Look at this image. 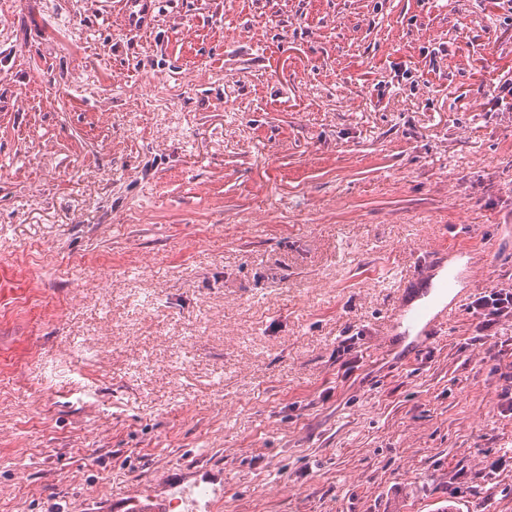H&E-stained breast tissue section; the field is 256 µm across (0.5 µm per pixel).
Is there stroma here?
Segmentation results:
<instances>
[{
  "instance_id": "obj_1",
  "label": "stroma",
  "mask_w": 512,
  "mask_h": 512,
  "mask_svg": "<svg viewBox=\"0 0 512 512\" xmlns=\"http://www.w3.org/2000/svg\"><path fill=\"white\" fill-rule=\"evenodd\" d=\"M510 285L505 0H0V512H512ZM120 18L123 27L130 33H140L153 25L154 0H120ZM453 250L454 249H449L446 246H441L431 252V255L408 283L406 289H408V294L411 295V297L420 292L422 295L428 293L438 274L445 269L446 266L448 268L449 254ZM471 312L483 331L491 330L502 319H511L512 289L491 288L474 301ZM410 310L411 303L408 301L400 303L393 315V319L397 327H400L404 321L409 323L402 333L403 338H409L411 333L415 332L411 342V349L418 347L422 342L434 336L436 331L440 330L448 322V311L446 309L418 313L416 315L411 314ZM419 327L420 329H418Z\"/></svg>"
}]
</instances>
